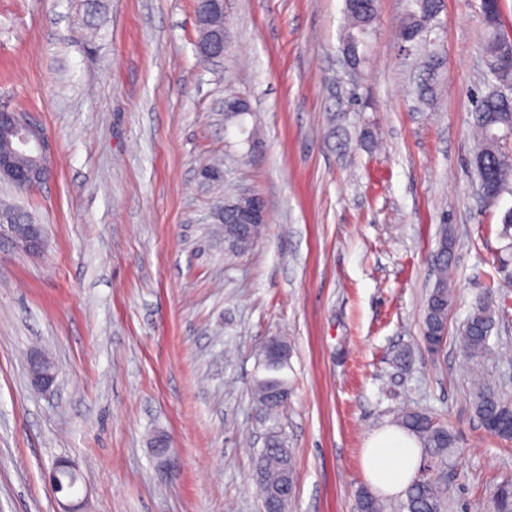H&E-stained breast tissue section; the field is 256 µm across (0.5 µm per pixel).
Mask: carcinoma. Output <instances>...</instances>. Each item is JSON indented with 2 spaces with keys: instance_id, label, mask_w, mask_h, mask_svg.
<instances>
[{
  "instance_id": "1",
  "label": "carcinoma",
  "mask_w": 512,
  "mask_h": 512,
  "mask_svg": "<svg viewBox=\"0 0 512 512\" xmlns=\"http://www.w3.org/2000/svg\"><path fill=\"white\" fill-rule=\"evenodd\" d=\"M441 0H407L400 35L405 42H417L435 26ZM486 23L484 73L491 90L477 97L473 112V129L479 142L474 156V168L479 184L487 185L502 197L512 195V152L504 145V136L512 130V101L501 98L495 88L500 78L512 79V36L501 30V0H486L482 4ZM347 25L342 36V50L349 64L361 68L366 62L370 39L377 20V0H345ZM265 225L253 224L246 231L247 240H239L238 227L230 214L224 215V249L242 255L255 246ZM452 240L448 228L442 226L438 239L440 275L427 302L424 318V339L429 349L441 352L448 321V309L453 304L448 287V254ZM500 305L493 291L478 294L464 323L459 345L465 358L480 366L490 351L489 339L497 326ZM288 344L276 338L263 347L260 365L265 375L253 383L255 409L266 430V444L254 462L257 490L265 512H286L295 490L294 453L281 435V416L288 405V380L282 372L288 368ZM474 413L483 424L491 425L488 432L500 439H512V397L477 375L472 383ZM400 427L411 432L422 449V461L417 477L405 492V498L394 512H445V469L448 456L455 447V437L448 427L431 415L409 409L398 417ZM358 512H386L387 505L366 488L357 494ZM490 512H512V483H502L489 497Z\"/></svg>"
}]
</instances>
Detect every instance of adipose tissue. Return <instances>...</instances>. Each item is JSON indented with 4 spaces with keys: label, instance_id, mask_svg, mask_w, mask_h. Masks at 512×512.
Instances as JSON below:
<instances>
[{
    "label": "adipose tissue",
    "instance_id": "obj_1",
    "mask_svg": "<svg viewBox=\"0 0 512 512\" xmlns=\"http://www.w3.org/2000/svg\"><path fill=\"white\" fill-rule=\"evenodd\" d=\"M422 458L417 439L397 426L373 431L363 455L364 475L375 491L398 494L416 477Z\"/></svg>",
    "mask_w": 512,
    "mask_h": 512
}]
</instances>
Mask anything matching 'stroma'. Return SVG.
I'll use <instances>...</instances> for the list:
<instances>
[{"mask_svg":"<svg viewBox=\"0 0 512 512\" xmlns=\"http://www.w3.org/2000/svg\"><path fill=\"white\" fill-rule=\"evenodd\" d=\"M404 10L379 0L352 74L344 0H225L210 63L193 0H0V108L44 128L53 166L29 194L0 183V201L45 227L35 254L0 233V512H57L60 459L83 512H264L251 387L272 336L291 350L288 512H355L366 440L405 406L456 436L447 512H487L493 485L512 481V441L476 418L455 346L489 285L507 297L498 332L512 346L498 262L512 195L471 190L480 0H442L440 76L422 102ZM230 95L248 103L247 134L224 116ZM212 159L223 176L202 181ZM230 187L268 215L237 257L215 218ZM444 223L454 302L434 356L423 319ZM35 350L58 373L47 393L30 385ZM62 473L66 474L72 481L77 483L78 477L75 469L68 463H60L49 474V484L51 485L54 494H60L62 497L71 498L74 496L71 493L74 482L71 485L63 484V478L61 476Z\"/></svg>","mask_w":512,"mask_h":512,"instance_id":"stroma-1","label":"stroma"}]
</instances>
